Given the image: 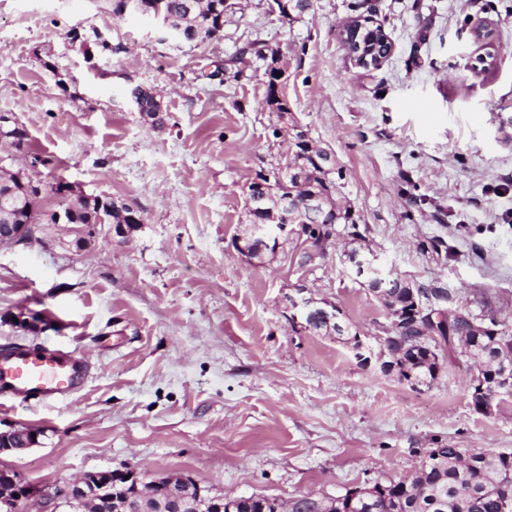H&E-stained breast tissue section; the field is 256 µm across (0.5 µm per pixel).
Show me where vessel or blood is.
<instances>
[{"mask_svg":"<svg viewBox=\"0 0 512 512\" xmlns=\"http://www.w3.org/2000/svg\"><path fill=\"white\" fill-rule=\"evenodd\" d=\"M85 374L74 352L17 347L0 353V397L34 404L63 399L78 391Z\"/></svg>","mask_w":512,"mask_h":512,"instance_id":"b4317fda","label":"vessel or blood"}]
</instances>
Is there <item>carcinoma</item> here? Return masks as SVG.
<instances>
[{"mask_svg": "<svg viewBox=\"0 0 512 512\" xmlns=\"http://www.w3.org/2000/svg\"><path fill=\"white\" fill-rule=\"evenodd\" d=\"M141 8L160 14L173 25L192 35L205 31L204 39L224 37V26L218 24L224 14V0H140ZM139 113L152 117V125L164 124L162 98L156 93L145 94L139 101ZM308 168L306 186L316 192L326 187L328 180L312 159L304 157ZM26 178L20 172L0 170V224H18L28 208L22 192ZM273 194L267 219L296 222L315 241L327 236L329 224H348L357 235V225L349 215L334 210L330 201L315 209L289 211L283 200L288 196V185L274 180ZM100 206L97 200H82L77 219L83 224L99 223ZM373 293L383 305L408 308L414 304V289L381 286ZM306 328L317 333L350 334V326L341 317L327 322L319 311L304 318ZM470 358L481 363L512 366V335L500 332L497 336H484L473 343ZM426 355L414 359L408 370L417 385L434 380L436 363L424 365ZM281 504L274 498L249 496L239 502L233 512H280ZM324 512H512V453L486 455L464 454L459 448L431 450L415 475L409 480L376 483L369 488L356 489L336 498L324 507Z\"/></svg>", "mask_w": 512, "mask_h": 512, "instance_id": "carcinoma-1", "label": "carcinoma"}]
</instances>
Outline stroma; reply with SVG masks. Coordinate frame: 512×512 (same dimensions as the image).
<instances>
[{"label": "stroma", "mask_w": 512, "mask_h": 512, "mask_svg": "<svg viewBox=\"0 0 512 512\" xmlns=\"http://www.w3.org/2000/svg\"><path fill=\"white\" fill-rule=\"evenodd\" d=\"M271 2L236 0L221 40L179 50L109 0H0V115L56 167L30 168L6 142L0 157L144 218L124 244L95 225L82 252L61 224L43 243L0 245V351L61 346L87 361L70 398L0 404V431L44 432L0 457L25 482L50 491L130 467L230 497L324 504L411 478L434 448L512 452V396L476 411L473 360L444 357L414 388L360 364L351 336L305 329L284 300L308 286L380 352L390 320L354 276L357 250L512 332V0H311L287 19ZM358 15L392 42L379 69L359 67L341 39ZM479 24L492 44L474 40ZM253 40L274 63L240 55ZM272 66L296 125L333 154L336 197L361 231L338 226L310 268L297 266L296 240L251 263L234 242L248 184L292 154L266 103ZM136 86L162 93L163 126L141 118ZM28 311L52 328L15 323Z\"/></svg>", "instance_id": "obj_1"}]
</instances>
